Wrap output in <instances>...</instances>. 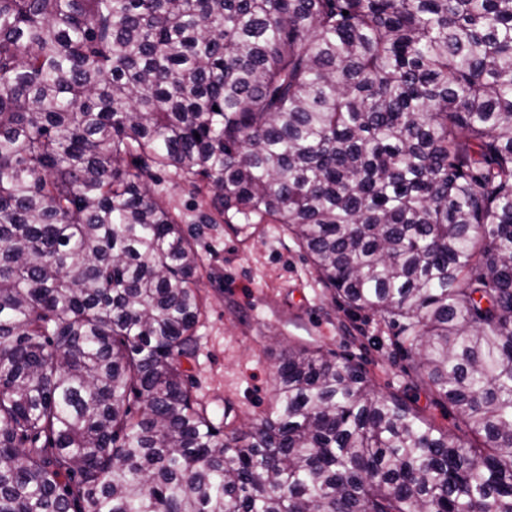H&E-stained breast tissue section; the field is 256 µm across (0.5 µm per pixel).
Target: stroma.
Masks as SVG:
<instances>
[{"label": "stroma", "mask_w": 512, "mask_h": 512, "mask_svg": "<svg viewBox=\"0 0 512 512\" xmlns=\"http://www.w3.org/2000/svg\"><path fill=\"white\" fill-rule=\"evenodd\" d=\"M151 189L197 232L203 309L194 355L182 369L217 428H244L267 410L278 356L297 345L351 360L379 393L399 395L436 427L471 440L463 417L410 370L395 345L396 329L336 299L285 228L264 224L252 233L200 223L207 197L171 171L159 172Z\"/></svg>", "instance_id": "obj_1"}]
</instances>
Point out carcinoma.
Masks as SVG:
<instances>
[{"label": "carcinoma", "instance_id": "obj_1", "mask_svg": "<svg viewBox=\"0 0 512 512\" xmlns=\"http://www.w3.org/2000/svg\"><path fill=\"white\" fill-rule=\"evenodd\" d=\"M169 168L480 445L291 345L221 433ZM0 512H512V0H0Z\"/></svg>", "mask_w": 512, "mask_h": 512}]
</instances>
